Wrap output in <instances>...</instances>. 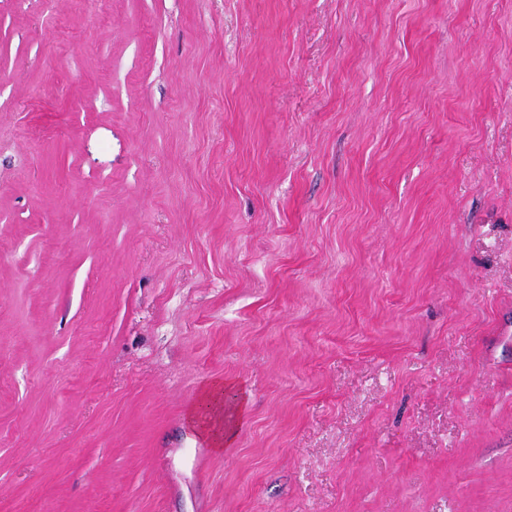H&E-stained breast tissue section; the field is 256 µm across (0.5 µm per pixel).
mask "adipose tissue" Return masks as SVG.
I'll use <instances>...</instances> for the list:
<instances>
[{
  "instance_id": "1",
  "label": "adipose tissue",
  "mask_w": 512,
  "mask_h": 512,
  "mask_svg": "<svg viewBox=\"0 0 512 512\" xmlns=\"http://www.w3.org/2000/svg\"><path fill=\"white\" fill-rule=\"evenodd\" d=\"M228 381H215L208 384L202 391L198 403L188 414L187 421L217 449L229 445L234 436L235 428L243 416L244 401L236 399L227 402L225 394L231 390Z\"/></svg>"
}]
</instances>
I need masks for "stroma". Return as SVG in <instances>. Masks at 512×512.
Returning a JSON list of instances; mask_svg holds the SVG:
<instances>
[{
    "instance_id": "1",
    "label": "stroma",
    "mask_w": 512,
    "mask_h": 512,
    "mask_svg": "<svg viewBox=\"0 0 512 512\" xmlns=\"http://www.w3.org/2000/svg\"><path fill=\"white\" fill-rule=\"evenodd\" d=\"M0 512H512V0H0ZM233 389L228 381H214L208 384L199 397L198 403L188 414L187 421L203 435L216 449L228 446L235 436V426L243 416L244 395L228 403L225 393Z\"/></svg>"
}]
</instances>
